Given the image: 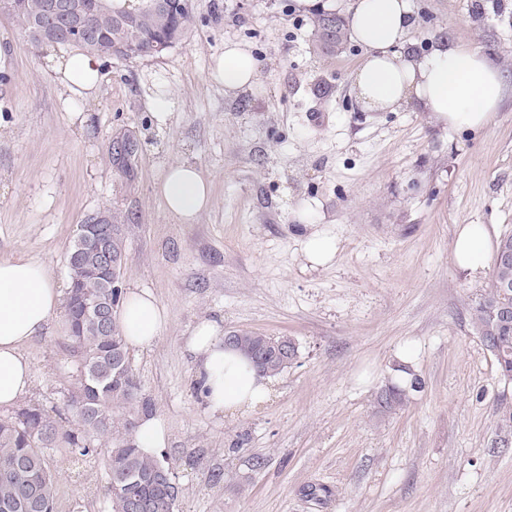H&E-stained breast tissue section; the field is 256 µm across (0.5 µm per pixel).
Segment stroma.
<instances>
[{
	"label": "stroma",
	"instance_id": "obj_1",
	"mask_svg": "<svg viewBox=\"0 0 512 512\" xmlns=\"http://www.w3.org/2000/svg\"><path fill=\"white\" fill-rule=\"evenodd\" d=\"M352 2L194 0L179 43L107 60L96 94L71 112L46 49L0 13V259L40 260L64 289L78 225L122 221L121 288L150 291L170 317L130 356L168 431L174 512H512V446L496 415L512 384L470 319L493 266L453 262L458 226L512 232V0H412L411 51L445 39L505 73L499 110L463 132L412 102L361 108L352 81L363 47L325 54L313 35L319 14L347 17ZM228 41L258 62L259 85L228 94L211 80ZM160 94L163 127L151 118ZM172 157L213 185L197 223H173L152 190ZM317 231L336 240L322 267L302 251ZM208 318L299 347L271 399L246 414L211 413L195 388L186 340ZM408 348L424 386L381 411ZM24 353V403L72 424L64 314ZM46 457L57 512H111L105 456Z\"/></svg>",
	"mask_w": 512,
	"mask_h": 512
}]
</instances>
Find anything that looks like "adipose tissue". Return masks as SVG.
<instances>
[{"label":"adipose tissue","instance_id":"ef3b65f1","mask_svg":"<svg viewBox=\"0 0 512 512\" xmlns=\"http://www.w3.org/2000/svg\"><path fill=\"white\" fill-rule=\"evenodd\" d=\"M414 25L411 0H355L349 18L351 38L366 49L353 79L358 103L368 112H392L413 101L447 129L486 126L504 96L499 67L473 48L443 45L416 55L408 49ZM100 64L97 56L84 51L54 59L53 79L66 93L65 105L98 89ZM211 77L225 90L236 91L257 84L260 73L250 52L228 42ZM154 193L179 224L196 223L213 205L210 182L196 165L183 160L164 163ZM491 246L487 226L464 225L455 238L454 262L460 269L479 271ZM60 296L41 261L0 260V407L15 405L31 388L32 371L23 347L44 332L60 308ZM168 322L166 307L152 293L126 294L120 325L128 347H151ZM187 345L211 411L232 416L270 399L271 379L239 351L225 346L221 321L202 320Z\"/></svg>","mask_w":512,"mask_h":512}]
</instances>
